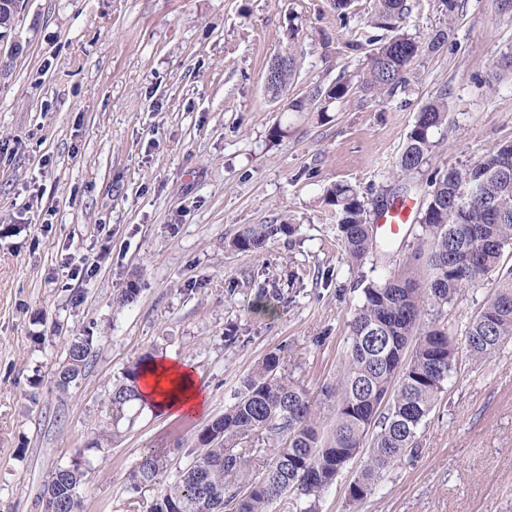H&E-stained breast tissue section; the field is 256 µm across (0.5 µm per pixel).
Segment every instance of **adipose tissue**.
<instances>
[{
    "label": "adipose tissue",
    "mask_w": 512,
    "mask_h": 512,
    "mask_svg": "<svg viewBox=\"0 0 512 512\" xmlns=\"http://www.w3.org/2000/svg\"><path fill=\"white\" fill-rule=\"evenodd\" d=\"M142 401L171 416H197L207 409V393L195 370L176 358L150 361L139 378Z\"/></svg>",
    "instance_id": "ef3b65f1"
}]
</instances>
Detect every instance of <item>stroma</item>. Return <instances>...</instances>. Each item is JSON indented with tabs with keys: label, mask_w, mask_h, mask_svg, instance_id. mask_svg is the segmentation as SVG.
Listing matches in <instances>:
<instances>
[{
	"label": "stroma",
	"mask_w": 512,
	"mask_h": 512,
	"mask_svg": "<svg viewBox=\"0 0 512 512\" xmlns=\"http://www.w3.org/2000/svg\"><path fill=\"white\" fill-rule=\"evenodd\" d=\"M368 3L355 0L343 27L331 0H25L0 43V512H40L50 474L78 458L82 512H148L160 488H133L142 455L168 452L173 480L270 352L334 423L326 390L361 301L355 283L413 266L419 226L403 225L389 257L350 268L326 189L348 182L371 208L389 197L417 112L443 90L451 128L436 134L431 166L512 141V83L477 87L512 50L498 0H465L453 21L438 0H411L403 32H453L405 87L351 92L323 120L289 110L365 70L367 49L346 43L365 33ZM288 52L296 71L274 99L264 77ZM278 125L287 136L273 137ZM284 221L297 232L260 252L230 246L247 225ZM84 256L97 265L75 275ZM132 282L136 302L118 306ZM79 333L93 338L91 363L58 390ZM145 353L192 366L207 411L171 418L139 403L114 441L91 448L111 423L113 383ZM418 442L354 508L355 457L320 512H512V341L460 363Z\"/></svg>",
	"instance_id": "35a3bbf8"
}]
</instances>
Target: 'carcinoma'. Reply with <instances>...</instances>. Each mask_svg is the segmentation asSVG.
<instances>
[{
    "instance_id": "carcinoma-1",
    "label": "carcinoma",
    "mask_w": 512,
    "mask_h": 512,
    "mask_svg": "<svg viewBox=\"0 0 512 512\" xmlns=\"http://www.w3.org/2000/svg\"><path fill=\"white\" fill-rule=\"evenodd\" d=\"M370 26L386 30L374 35L368 66L358 84L343 79L327 89L314 87L306 98L289 102L295 112L308 110L312 100L328 104L355 88L375 97L404 86L414 60L435 52L451 28L438 29L427 41L401 32L411 10L410 0H369ZM293 54L280 57L267 78L268 93L281 97L294 74ZM512 82V53L495 64L489 80L478 88L491 91ZM447 92H439L419 110L396 163V177L410 179L423 172L436 146L434 133L448 126ZM427 196L420 210L416 254L426 256L425 272L391 274L362 288V305L349 323L350 334L342 371L333 388L336 421L326 430L301 383L285 376L280 357L269 354L241 382L235 401L197 437L198 452L177 471L174 480L153 500L149 512H270L280 504L288 512H318L323 493L361 452L369 448L359 476L349 484L353 505L373 493L384 471L418 447L417 433L432 413L454 374L459 350L481 361L512 340V266L502 262L512 250V141L497 144L468 165L434 169L427 178ZM325 201L335 207L336 230L343 258L351 266L382 253L389 243L377 238L371 211L357 189L344 181L327 188ZM291 224H252L233 239L239 251H256L279 235H291ZM491 289L465 326L462 338L448 331L443 308L481 282ZM93 337L75 336L59 367L57 386L66 389L85 373ZM145 355L112 387V425L141 400L138 378ZM276 444L259 476L250 475L233 448L254 434ZM168 456L146 452L131 473L133 487L152 486L168 469ZM85 461L76 459L51 474L41 512H71L84 476Z\"/></svg>"
}]
</instances>
